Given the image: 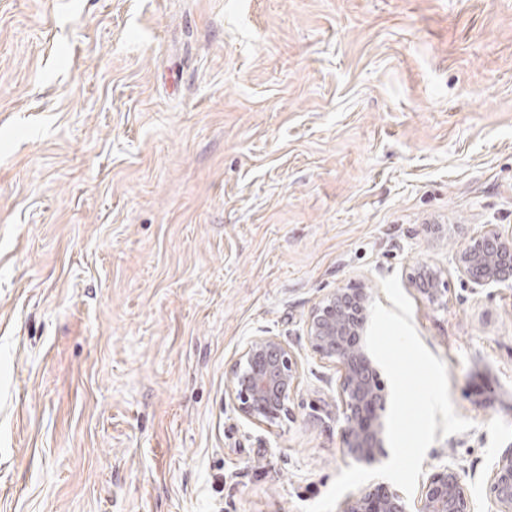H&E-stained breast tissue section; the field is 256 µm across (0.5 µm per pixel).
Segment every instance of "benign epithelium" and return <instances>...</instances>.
Returning a JSON list of instances; mask_svg holds the SVG:
<instances>
[{"mask_svg":"<svg viewBox=\"0 0 512 512\" xmlns=\"http://www.w3.org/2000/svg\"><path fill=\"white\" fill-rule=\"evenodd\" d=\"M460 273L476 286H512V236L494 228L455 255ZM431 300L441 297L439 275L427 266L417 272ZM370 294L364 288H340L324 296L305 321L307 342L320 360L339 373L342 447L346 455L372 463L383 454L387 397L365 346ZM300 365L287 343L276 336H254L235 359L225 392L236 409L258 423L288 415L287 402L298 384ZM493 512H512V448L490 475ZM342 512H409L397 491L362 487ZM415 512H473L459 471L444 465L422 485Z\"/></svg>","mask_w":512,"mask_h":512,"instance_id":"obj_1","label":"benign epithelium"}]
</instances>
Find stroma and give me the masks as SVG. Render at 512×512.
<instances>
[{
    "instance_id": "obj_1",
    "label": "stroma",
    "mask_w": 512,
    "mask_h": 512,
    "mask_svg": "<svg viewBox=\"0 0 512 512\" xmlns=\"http://www.w3.org/2000/svg\"><path fill=\"white\" fill-rule=\"evenodd\" d=\"M512 0H0V512H299L353 465L312 307L398 276L467 432L512 448ZM440 271L431 302L413 276ZM287 418L225 394L250 337ZM457 269L476 286H512V235L495 228L468 243L455 255ZM299 377L298 359L287 343L277 336H253L235 359L225 392L247 419L273 422L288 415Z\"/></svg>"
}]
</instances>
